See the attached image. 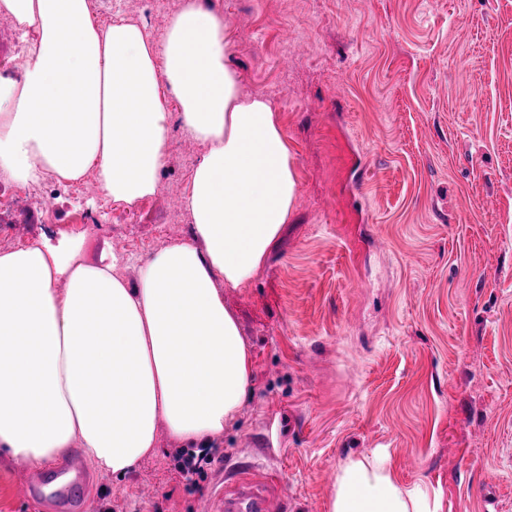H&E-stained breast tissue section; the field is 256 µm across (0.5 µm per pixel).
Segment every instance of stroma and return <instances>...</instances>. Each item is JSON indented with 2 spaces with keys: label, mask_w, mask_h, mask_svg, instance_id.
<instances>
[{
  "label": "stroma",
  "mask_w": 512,
  "mask_h": 512,
  "mask_svg": "<svg viewBox=\"0 0 512 512\" xmlns=\"http://www.w3.org/2000/svg\"><path fill=\"white\" fill-rule=\"evenodd\" d=\"M186 0H94L153 42ZM241 91L267 96L298 193L251 284L224 291L252 354V391L194 482L178 446L121 477L93 472L100 512H210L243 471H275L288 512H328L348 455L388 449L443 512H512V0H215ZM155 195L80 191L24 201L0 181V251L106 242L137 280L188 240L183 204L204 144L179 122ZM34 465L0 458V512H32Z\"/></svg>",
  "instance_id": "1"
}]
</instances>
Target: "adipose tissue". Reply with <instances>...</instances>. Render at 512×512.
Segmentation results:
<instances>
[{"mask_svg":"<svg viewBox=\"0 0 512 512\" xmlns=\"http://www.w3.org/2000/svg\"><path fill=\"white\" fill-rule=\"evenodd\" d=\"M36 39L20 78L0 77V173L31 183L95 171L112 201L153 195L179 117L206 144L184 206L190 240L162 248L136 284L117 257L86 263L75 244L0 252V453L42 464L78 449L122 476L158 431L202 448L233 426L252 357L222 287L250 283L294 208L293 157L272 104L240 93L224 19L199 0L162 43L89 0H0ZM65 280L64 291L55 284ZM438 489L408 484L387 449L348 457L328 512H441Z\"/></svg>","mask_w":512,"mask_h":512,"instance_id":"adipose-tissue-1","label":"adipose tissue"}]
</instances>
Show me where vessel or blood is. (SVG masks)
I'll return each instance as SVG.
<instances>
[{"instance_id":"vessel-or-blood-1","label":"vessel or blood","mask_w":512,"mask_h":512,"mask_svg":"<svg viewBox=\"0 0 512 512\" xmlns=\"http://www.w3.org/2000/svg\"><path fill=\"white\" fill-rule=\"evenodd\" d=\"M90 475L77 459L62 465L37 471L28 484L30 499L52 512H86ZM222 512H266L267 485L265 482L243 479L225 494Z\"/></svg>"}]
</instances>
